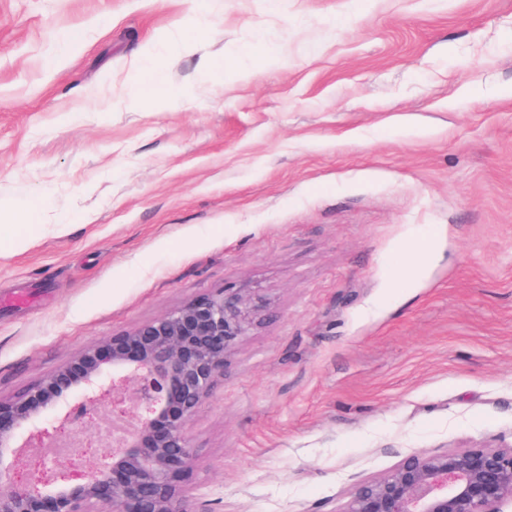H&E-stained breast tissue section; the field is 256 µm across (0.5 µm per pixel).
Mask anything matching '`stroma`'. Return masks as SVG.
Segmentation results:
<instances>
[{
    "label": "stroma",
    "mask_w": 512,
    "mask_h": 512,
    "mask_svg": "<svg viewBox=\"0 0 512 512\" xmlns=\"http://www.w3.org/2000/svg\"><path fill=\"white\" fill-rule=\"evenodd\" d=\"M20 197L1 397L262 301L189 427L191 512H341L411 454L512 444V0H0ZM2 214L5 219L15 217L17 223L31 224L33 222L32 206L27 199H18L0 204V217Z\"/></svg>",
    "instance_id": "35a3bbf8"
}]
</instances>
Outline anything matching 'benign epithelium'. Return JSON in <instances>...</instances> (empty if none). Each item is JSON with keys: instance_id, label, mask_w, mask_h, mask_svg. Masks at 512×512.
<instances>
[{"instance_id": "7a95c632", "label": "benign epithelium", "mask_w": 512, "mask_h": 512, "mask_svg": "<svg viewBox=\"0 0 512 512\" xmlns=\"http://www.w3.org/2000/svg\"><path fill=\"white\" fill-rule=\"evenodd\" d=\"M257 306L217 290L80 350L22 394L0 397V512H187L196 453L188 428L212 394ZM121 408L132 425L74 481L15 475L23 436L57 415L73 423ZM512 445L419 452L360 483L340 512H504Z\"/></svg>"}]
</instances>
